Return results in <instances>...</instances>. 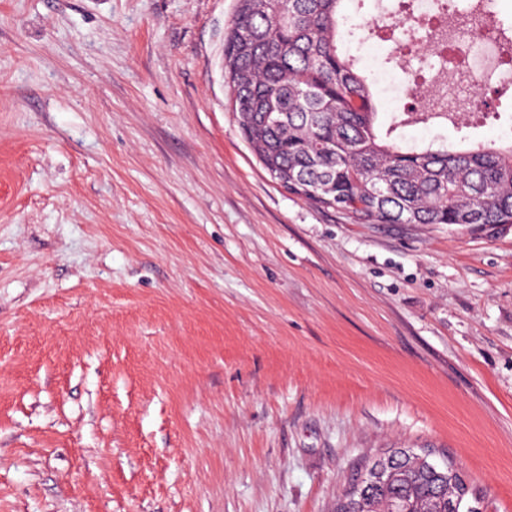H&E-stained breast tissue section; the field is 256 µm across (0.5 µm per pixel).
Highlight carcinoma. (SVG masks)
Listing matches in <instances>:
<instances>
[{"label":"carcinoma","mask_w":512,"mask_h":512,"mask_svg":"<svg viewBox=\"0 0 512 512\" xmlns=\"http://www.w3.org/2000/svg\"><path fill=\"white\" fill-rule=\"evenodd\" d=\"M346 0H237L224 42V77L238 130L288 192L360 224H509L512 143L469 149H405L377 125L379 99L360 58L345 45ZM446 23L481 22L488 0H470ZM390 28L384 64L401 66L402 29ZM396 477L351 488L336 512H482L481 498L458 497L423 456L394 448Z\"/></svg>","instance_id":"1"}]
</instances>
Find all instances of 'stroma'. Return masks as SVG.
<instances>
[{
	"instance_id": "stroma-1",
	"label": "stroma",
	"mask_w": 512,
	"mask_h": 512,
	"mask_svg": "<svg viewBox=\"0 0 512 512\" xmlns=\"http://www.w3.org/2000/svg\"><path fill=\"white\" fill-rule=\"evenodd\" d=\"M235 7L0 0V512H333L384 448L512 512V224L281 188L229 104Z\"/></svg>"
}]
</instances>
